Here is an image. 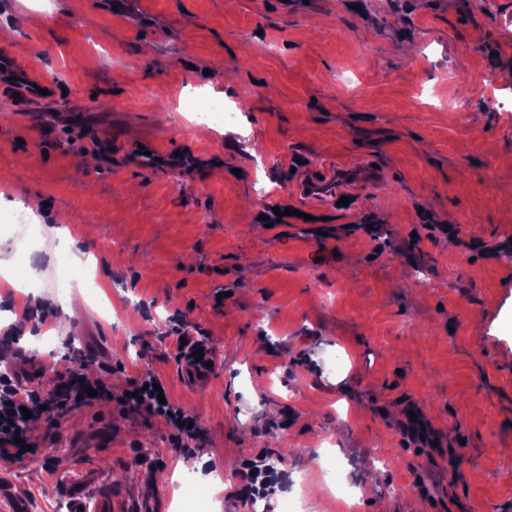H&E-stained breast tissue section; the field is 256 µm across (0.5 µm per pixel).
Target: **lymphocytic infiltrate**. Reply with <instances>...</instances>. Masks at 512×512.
I'll use <instances>...</instances> for the list:
<instances>
[{
    "instance_id": "lymphocytic-infiltrate-1",
    "label": "lymphocytic infiltrate",
    "mask_w": 512,
    "mask_h": 512,
    "mask_svg": "<svg viewBox=\"0 0 512 512\" xmlns=\"http://www.w3.org/2000/svg\"><path fill=\"white\" fill-rule=\"evenodd\" d=\"M111 369L105 364L80 365L55 373L50 391L24 385L19 378L0 372V456L25 461L21 447L32 444V429L41 422L55 423L69 410L93 406L97 399L114 398L124 410L145 418L165 419L177 439H195L197 419L173 402L158 400L155 384L160 378L145 371L131 386V395H113Z\"/></svg>"
}]
</instances>
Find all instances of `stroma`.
<instances>
[{
	"label": "stroma",
	"mask_w": 512,
	"mask_h": 512,
	"mask_svg": "<svg viewBox=\"0 0 512 512\" xmlns=\"http://www.w3.org/2000/svg\"><path fill=\"white\" fill-rule=\"evenodd\" d=\"M1 27L52 95L0 79V260L30 284L0 304L31 309L0 316L18 338L0 369L46 388L78 347L117 392L152 370L204 428L183 448L116 402L71 410L0 467L11 497L59 512L75 484L86 512H192L186 484L255 459L283 475L270 512H345L334 457L358 512H512V0H0ZM204 92L225 108L206 125ZM87 126L123 142L111 163L84 165ZM143 142L199 164L154 167ZM355 161L379 178L354 206L297 194ZM33 197L43 233L18 252ZM279 205L300 217L265 226ZM172 316L207 331L206 373L178 361Z\"/></svg>",
	"instance_id": "stroma-1"
}]
</instances>
